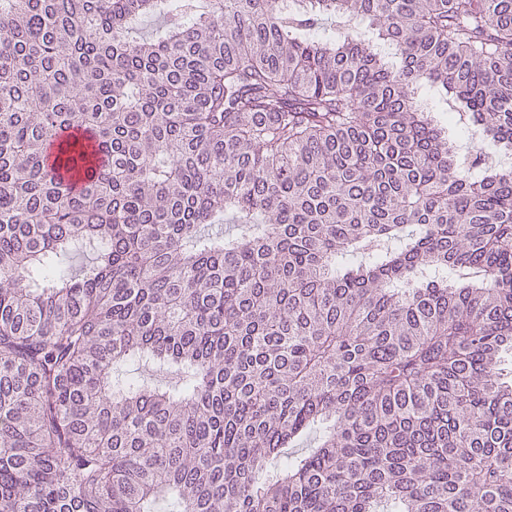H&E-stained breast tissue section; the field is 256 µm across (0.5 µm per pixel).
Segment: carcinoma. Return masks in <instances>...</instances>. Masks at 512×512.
<instances>
[{
    "label": "carcinoma",
    "mask_w": 512,
    "mask_h": 512,
    "mask_svg": "<svg viewBox=\"0 0 512 512\" xmlns=\"http://www.w3.org/2000/svg\"><path fill=\"white\" fill-rule=\"evenodd\" d=\"M486 146L512 0H0V512H512Z\"/></svg>",
    "instance_id": "carcinoma-1"
}]
</instances>
